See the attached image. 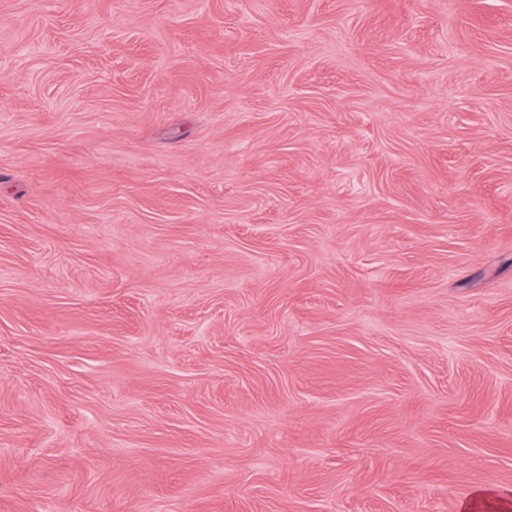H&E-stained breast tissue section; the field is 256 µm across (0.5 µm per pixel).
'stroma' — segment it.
Wrapping results in <instances>:
<instances>
[{"label": "stroma", "mask_w": 512, "mask_h": 512, "mask_svg": "<svg viewBox=\"0 0 512 512\" xmlns=\"http://www.w3.org/2000/svg\"><path fill=\"white\" fill-rule=\"evenodd\" d=\"M0 512H512V0H0Z\"/></svg>", "instance_id": "obj_1"}]
</instances>
